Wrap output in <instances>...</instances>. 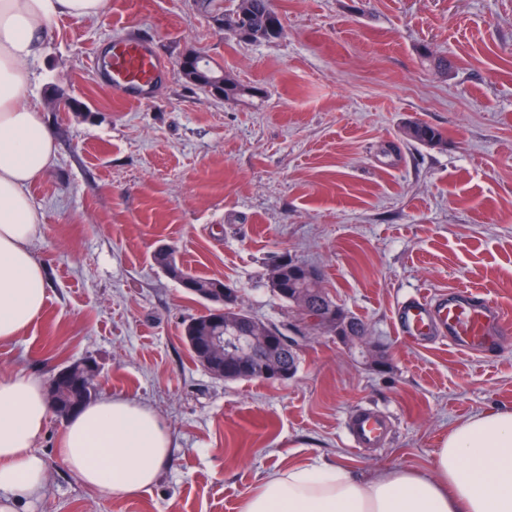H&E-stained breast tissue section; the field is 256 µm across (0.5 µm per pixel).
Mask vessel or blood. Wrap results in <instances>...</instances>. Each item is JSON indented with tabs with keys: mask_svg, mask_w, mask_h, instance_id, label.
I'll use <instances>...</instances> for the list:
<instances>
[{
	"mask_svg": "<svg viewBox=\"0 0 512 512\" xmlns=\"http://www.w3.org/2000/svg\"><path fill=\"white\" fill-rule=\"evenodd\" d=\"M94 70L102 74L123 100L144 103L155 97L166 60L141 34L133 33L94 52ZM394 325L398 336L427 345L439 339L460 349L480 353L512 340V319L492 300L473 291L455 290L434 297L416 293L397 302ZM351 443L356 448L382 445L387 424L376 410L363 407L349 418Z\"/></svg>",
	"mask_w": 512,
	"mask_h": 512,
	"instance_id": "vessel-or-blood-1",
	"label": "vessel or blood"
}]
</instances>
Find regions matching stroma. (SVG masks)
<instances>
[{"mask_svg": "<svg viewBox=\"0 0 512 512\" xmlns=\"http://www.w3.org/2000/svg\"><path fill=\"white\" fill-rule=\"evenodd\" d=\"M236 3L108 0L100 17L54 21L32 66L27 100L57 141L30 189L50 286L42 316L0 343V376L47 381L92 360L99 398L150 406L175 448L157 484L118 498L65 466V423L50 417L46 489L27 512H238L273 468H424L456 424L512 408V346H416L394 330L395 304L419 291L472 289L512 317V0H273L285 33L269 42L217 27ZM131 29L171 65L147 104L117 98L91 66ZM189 54L246 94L188 83L177 64ZM410 121L445 145L408 141ZM162 246L278 326L290 313L273 265L318 267L387 344V365L309 329L287 381L214 378L183 336L205 303L155 264ZM360 407L386 416L383 445L352 450L345 422Z\"/></svg>", "mask_w": 512, "mask_h": 512, "instance_id": "35a3bbf8", "label": "stroma"}]
</instances>
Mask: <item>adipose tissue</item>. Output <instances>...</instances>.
Masks as SVG:
<instances>
[{
	"label": "adipose tissue",
	"mask_w": 512,
	"mask_h": 512,
	"mask_svg": "<svg viewBox=\"0 0 512 512\" xmlns=\"http://www.w3.org/2000/svg\"><path fill=\"white\" fill-rule=\"evenodd\" d=\"M106 7L107 0H0V342L21 336L48 298L34 252L43 215L30 188L53 167L57 145L41 108L26 101L29 65L54 20L94 18ZM49 415L39 377H0V512H19L43 496L46 469L37 445ZM172 452L165 422L125 396L70 417L57 448L86 487L115 497L154 485ZM239 512H512V409L457 424L427 472L396 466L362 479L328 463L275 469L243 494Z\"/></svg>",
	"instance_id": "ef3b65f1"
}]
</instances>
